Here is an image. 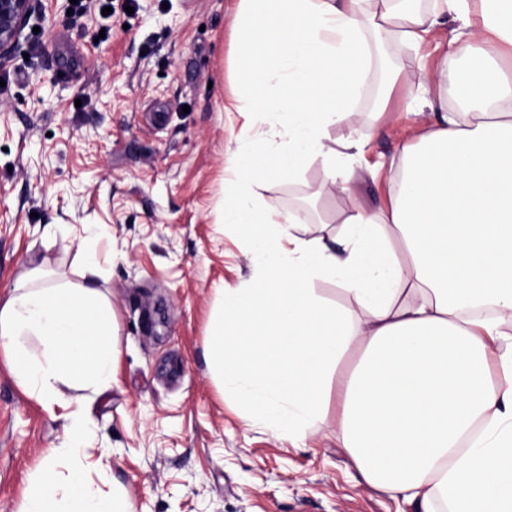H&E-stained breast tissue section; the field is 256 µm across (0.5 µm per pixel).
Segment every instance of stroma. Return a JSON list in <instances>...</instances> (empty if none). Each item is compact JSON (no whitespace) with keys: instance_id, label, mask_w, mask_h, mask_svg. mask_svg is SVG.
<instances>
[{"instance_id":"35a3bbf8","label":"stroma","mask_w":512,"mask_h":512,"mask_svg":"<svg viewBox=\"0 0 512 512\" xmlns=\"http://www.w3.org/2000/svg\"><path fill=\"white\" fill-rule=\"evenodd\" d=\"M237 0H35L20 51L0 63V298L26 270L77 281L83 251L101 261V291L119 327L114 380L102 393L79 385L91 424L62 475L81 471L95 492L122 494L134 512H405L360 483L333 436L301 445L251 423L222 393L206 362L222 289L257 272L225 194L238 181L227 160L266 134L224 101L238 79L231 28ZM456 21L421 48L385 44L355 106L362 153L337 159L354 199L369 210L392 194L387 166L406 137L433 122L400 93L370 107L386 69L418 82L457 65ZM321 158L278 182H257L260 204L301 212L339 231L343 198L318 194ZM61 409L24 393L0 369V512H17L45 448L64 439Z\"/></svg>"}]
</instances>
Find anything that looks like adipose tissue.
<instances>
[{"instance_id": "ef3b65f1", "label": "adipose tissue", "mask_w": 512, "mask_h": 512, "mask_svg": "<svg viewBox=\"0 0 512 512\" xmlns=\"http://www.w3.org/2000/svg\"><path fill=\"white\" fill-rule=\"evenodd\" d=\"M412 2L239 0L243 94L224 109L285 120L231 165L244 181L271 182L321 157L319 190L344 195L343 230L311 236L292 211L225 195L224 221L260 271L224 293L206 353L248 419L279 437L326 421L325 390L337 383L341 449L363 484L415 512H512V0H432L424 12ZM447 16L467 62L408 87L437 118L403 146L389 203L364 209L336 169L359 142L328 135L356 122L373 59L364 32L418 46ZM100 276L92 255L76 285L36 266L0 300V367L63 408L67 437L46 450L18 512H133L56 467L88 426L61 383L101 392L114 380L117 326ZM318 279L337 281L350 306L319 296Z\"/></svg>"}]
</instances>
